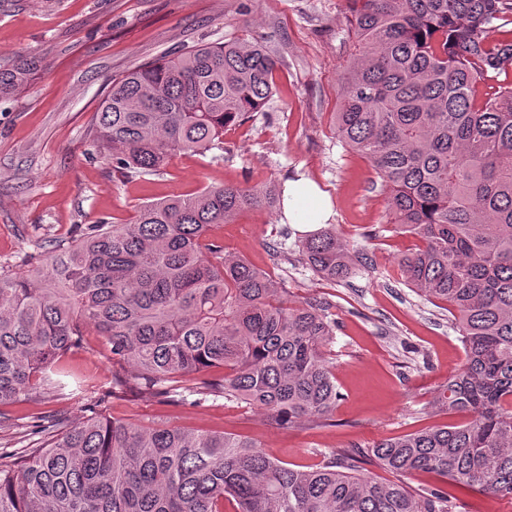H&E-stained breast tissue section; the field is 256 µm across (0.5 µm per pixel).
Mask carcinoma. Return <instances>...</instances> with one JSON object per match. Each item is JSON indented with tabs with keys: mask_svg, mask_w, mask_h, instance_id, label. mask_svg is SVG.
Returning <instances> with one entry per match:
<instances>
[{
	"mask_svg": "<svg viewBox=\"0 0 512 512\" xmlns=\"http://www.w3.org/2000/svg\"><path fill=\"white\" fill-rule=\"evenodd\" d=\"M357 53L333 127L386 189L396 231L418 240L400 276L448 304L466 361L437 401L466 412L302 468L249 437L140 427L92 416L17 457L0 452V512H452L440 487L412 491L364 474L433 472L512 497V80L477 102L491 74L512 70V39L487 32L512 0H346ZM279 59L261 42L191 45L112 80L92 117V147L125 173L156 175L177 153L224 145V129L262 112ZM0 67V93L34 70ZM283 190L236 185L146 203L125 224H91L33 274H0V406L53 385L88 330L109 346L112 395L158 388L239 400L282 429L326 420L338 391L322 302L224 254L211 230ZM327 280L354 265L336 225L297 240ZM224 370L218 378L207 374Z\"/></svg>",
	"mask_w": 512,
	"mask_h": 512,
	"instance_id": "1",
	"label": "carcinoma"
}]
</instances>
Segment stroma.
I'll return each instance as SVG.
<instances>
[{
	"label": "stroma",
	"mask_w": 512,
	"mask_h": 512,
	"mask_svg": "<svg viewBox=\"0 0 512 512\" xmlns=\"http://www.w3.org/2000/svg\"><path fill=\"white\" fill-rule=\"evenodd\" d=\"M233 38L262 41L281 64L266 111L227 128L223 149L178 154L145 177L88 159L91 119L114 78L195 43ZM356 44L345 0H0V65L22 58L37 65L21 92L0 93V273L33 270L78 238L80 227L128 222L152 200L209 185L259 189L300 176L327 193L331 223L360 258L345 280L314 275L276 209L240 213L213 231L225 253L285 281L294 300L330 305L341 397L325 424L283 430L262 411L221 397L194 405L113 396L110 352L89 335L68 357L87 384L0 407V448L20 453L35 443L27 432L34 417L57 413L71 426L95 411L142 427L246 436L282 461L312 466L334 450L466 421V414L434 405L465 361L453 318L444 302L398 278V261L415 240L394 232L373 168L333 131ZM409 483L446 487L453 512H512L510 497L434 474Z\"/></svg>",
	"instance_id": "1"
}]
</instances>
